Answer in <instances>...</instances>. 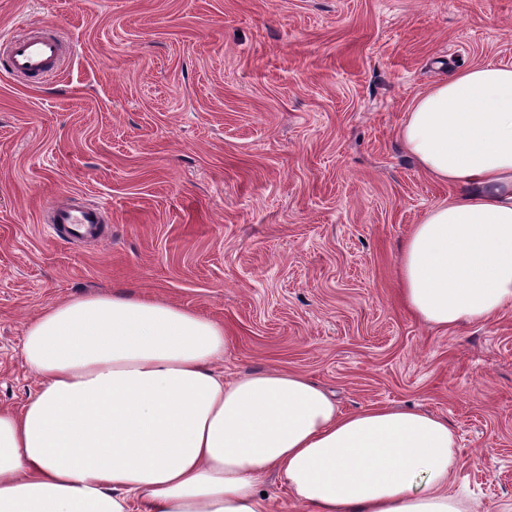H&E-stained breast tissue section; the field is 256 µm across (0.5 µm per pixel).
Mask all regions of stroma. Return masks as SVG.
<instances>
[{"instance_id":"stroma-1","label":"stroma","mask_w":512,"mask_h":512,"mask_svg":"<svg viewBox=\"0 0 512 512\" xmlns=\"http://www.w3.org/2000/svg\"><path fill=\"white\" fill-rule=\"evenodd\" d=\"M20 22L75 51L37 84L0 70V408L38 385L41 309L158 298L223 324L224 374L447 419L450 491L512 512V308L445 332L397 273L453 193L400 129L455 71L512 65V0H0V32ZM67 199L106 204L100 236L52 235Z\"/></svg>"}]
</instances>
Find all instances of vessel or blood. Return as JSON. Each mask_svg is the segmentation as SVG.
Segmentation results:
<instances>
[{
  "instance_id": "vessel-or-blood-1",
  "label": "vessel or blood",
  "mask_w": 512,
  "mask_h": 512,
  "mask_svg": "<svg viewBox=\"0 0 512 512\" xmlns=\"http://www.w3.org/2000/svg\"><path fill=\"white\" fill-rule=\"evenodd\" d=\"M4 42L12 73L30 79L52 73L58 61L73 51L72 45L60 36L32 31L5 37ZM52 212V222L60 234L78 238L99 232L97 208L56 205Z\"/></svg>"
}]
</instances>
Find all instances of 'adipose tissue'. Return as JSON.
I'll use <instances>...</instances> for the list:
<instances>
[{
  "mask_svg": "<svg viewBox=\"0 0 512 512\" xmlns=\"http://www.w3.org/2000/svg\"><path fill=\"white\" fill-rule=\"evenodd\" d=\"M405 150L454 195L407 236L402 299L455 329L512 307V66L419 94ZM221 323L125 294L75 297L25 328L38 386L0 409V512H272L276 474L302 512H478L448 491L447 420L400 407L339 412L304 375L217 372Z\"/></svg>",
  "mask_w": 512,
  "mask_h": 512,
  "instance_id": "ef3b65f1",
  "label": "adipose tissue"
}]
</instances>
